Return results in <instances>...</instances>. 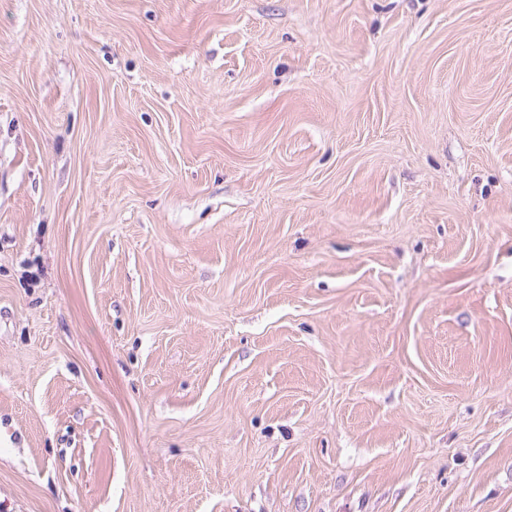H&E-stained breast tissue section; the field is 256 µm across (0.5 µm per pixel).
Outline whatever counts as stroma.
Returning a JSON list of instances; mask_svg holds the SVG:
<instances>
[{
	"label": "stroma",
	"mask_w": 512,
	"mask_h": 512,
	"mask_svg": "<svg viewBox=\"0 0 512 512\" xmlns=\"http://www.w3.org/2000/svg\"><path fill=\"white\" fill-rule=\"evenodd\" d=\"M0 512H512V0H0Z\"/></svg>",
	"instance_id": "35a3bbf8"
}]
</instances>
